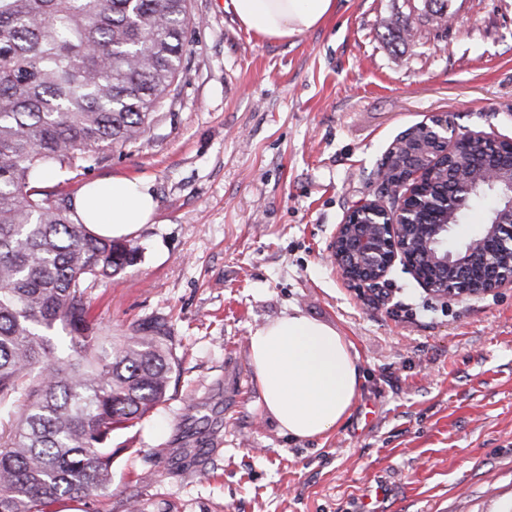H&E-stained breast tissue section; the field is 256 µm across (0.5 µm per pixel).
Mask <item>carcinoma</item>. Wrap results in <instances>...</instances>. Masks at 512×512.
I'll return each mask as SVG.
<instances>
[{
    "mask_svg": "<svg viewBox=\"0 0 512 512\" xmlns=\"http://www.w3.org/2000/svg\"><path fill=\"white\" fill-rule=\"evenodd\" d=\"M189 25V0H0V512L95 500L123 452L115 433L167 400L176 355L165 324L104 336L86 296L139 248L93 233L35 183L138 143L175 90ZM421 146L433 157L441 148L419 125L394 146L393 168ZM472 166L512 178V144L444 157L404 200L420 266L431 260L425 225L461 224L487 199L494 218L492 193L471 194L463 211L446 205L448 170L464 179ZM460 273L478 288L488 269ZM57 325L67 331L59 344Z\"/></svg>",
    "mask_w": 512,
    "mask_h": 512,
    "instance_id": "1",
    "label": "carcinoma"
}]
</instances>
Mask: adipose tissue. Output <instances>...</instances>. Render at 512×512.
<instances>
[{"mask_svg":"<svg viewBox=\"0 0 512 512\" xmlns=\"http://www.w3.org/2000/svg\"><path fill=\"white\" fill-rule=\"evenodd\" d=\"M239 23L255 35L285 41L317 27L334 0H230ZM94 233L123 238L151 223L157 203L147 181L100 179L74 201ZM251 361L267 414L293 440H315L350 415L362 374L353 344L335 327L300 311L283 314L250 338Z\"/></svg>","mask_w":512,"mask_h":512,"instance_id":"1","label":"adipose tissue"}]
</instances>
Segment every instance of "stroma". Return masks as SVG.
Listing matches in <instances>:
<instances>
[{
    "label": "stroma",
    "mask_w": 512,
    "mask_h": 512,
    "mask_svg": "<svg viewBox=\"0 0 512 512\" xmlns=\"http://www.w3.org/2000/svg\"><path fill=\"white\" fill-rule=\"evenodd\" d=\"M178 94L135 147L46 173L52 201L98 178L147 180L137 262L87 289L106 333L166 324L168 399L117 434L112 485L166 512H512V287L441 303L402 266L377 300L326 262L337 224L383 200L378 173L408 129L512 140V0H335L285 42L191 0ZM405 37H393L395 29ZM299 310L354 345L364 376L345 423L291 441L265 410L256 329Z\"/></svg>",
    "instance_id": "stroma-1"
}]
</instances>
